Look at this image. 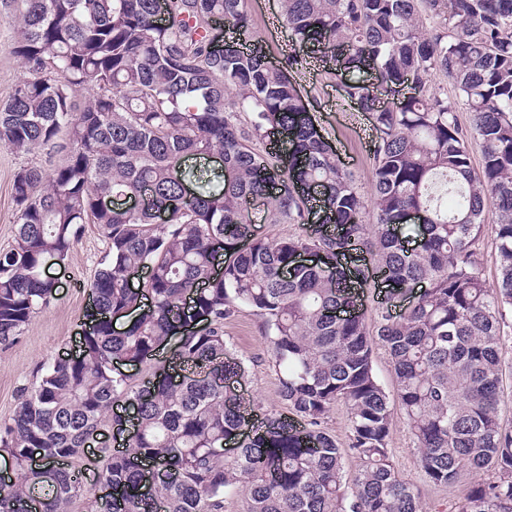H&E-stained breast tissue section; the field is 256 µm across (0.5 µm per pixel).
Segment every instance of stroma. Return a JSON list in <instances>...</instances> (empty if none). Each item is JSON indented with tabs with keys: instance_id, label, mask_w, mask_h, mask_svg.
<instances>
[{
	"instance_id": "1",
	"label": "stroma",
	"mask_w": 512,
	"mask_h": 512,
	"mask_svg": "<svg viewBox=\"0 0 512 512\" xmlns=\"http://www.w3.org/2000/svg\"><path fill=\"white\" fill-rule=\"evenodd\" d=\"M247 10L255 37L273 64H287L289 55L302 54V47L290 43L288 29L281 19L280 0H248ZM14 37L13 24L0 20V106L7 102L14 85L25 75L22 63L9 52ZM293 77L304 97L312 102V113L341 163L351 172L361 193L370 194L369 153L376 133L365 115L351 106L344 92V77L325 75L315 61L294 70ZM61 159V154L43 151L20 157L0 145V246L11 243L16 233L11 196L14 172L24 165L48 168ZM103 253L104 243L94 225L89 224L68 258L49 267L47 274L58 285L55 298L39 310L14 345L0 349V422L11 417L19 385L35 381L44 362L76 347L84 331V313L89 305L87 284ZM224 331L233 352L249 368L248 393L262 412H283L278 397V375L267 361V341L258 317L250 309L240 308L225 323ZM388 446L400 476L416 487L422 512H448L479 478L478 473L467 470L453 487L429 483L417 462L415 440L398 409L393 412Z\"/></svg>"
}]
</instances>
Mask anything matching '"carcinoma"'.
<instances>
[{
	"label": "carcinoma",
	"mask_w": 512,
	"mask_h": 512,
	"mask_svg": "<svg viewBox=\"0 0 512 512\" xmlns=\"http://www.w3.org/2000/svg\"><path fill=\"white\" fill-rule=\"evenodd\" d=\"M281 8L295 42L330 73L378 74L377 85L347 90L376 131L369 203L289 74L306 59L278 68L261 49L212 47L215 19L249 34L245 0H0L17 27L9 51L26 71L0 108V144L66 152L13 175L1 349L54 299L44 268L66 260L85 225L105 243L78 351L20 385L0 422V454L17 470L0 485V512H69L92 491L72 463L126 423L134 434L123 450L95 454L97 481L114 495L94 498L93 512H223L237 485L246 512H420L390 459L377 344L428 480L450 487L464 468L489 471L455 512H512V427L498 414L501 320L512 308V0ZM426 16L441 27L426 29ZM437 75L453 96L435 91ZM80 88L92 91L82 107ZM259 201L269 223L304 232L257 235ZM489 201L492 286L476 253ZM411 212L421 220L412 251L398 235ZM307 251L318 261L297 263ZM139 267L150 277L136 288ZM371 281L411 298L396 316L381 305L373 331L358 293ZM241 307L261 321L285 415L260 418L245 397L248 367L224 336ZM120 363L155 372L133 386ZM339 404L345 448L322 427ZM349 451L361 461L351 480Z\"/></svg>",
	"instance_id": "1"
}]
</instances>
